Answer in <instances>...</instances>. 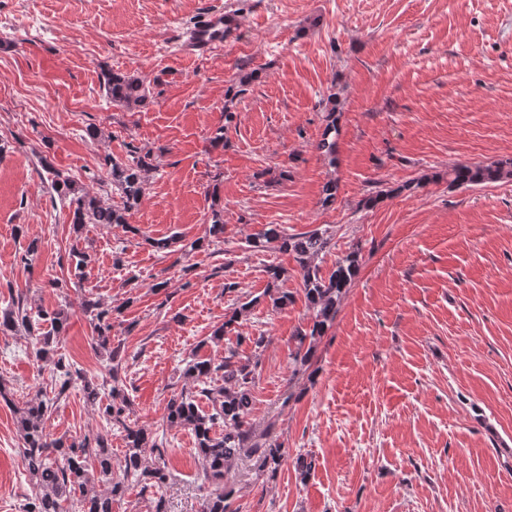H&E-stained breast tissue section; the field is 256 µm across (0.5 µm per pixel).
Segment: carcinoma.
Masks as SVG:
<instances>
[{"label":"carcinoma","instance_id":"obj_1","mask_svg":"<svg viewBox=\"0 0 512 512\" xmlns=\"http://www.w3.org/2000/svg\"><path fill=\"white\" fill-rule=\"evenodd\" d=\"M100 89L107 99L130 112L143 105L150 94L144 80L111 71L102 74ZM334 132L336 116L330 110L318 150L332 163L335 162L336 141L329 135ZM39 163L50 175L51 189L60 200L68 202L72 210L71 224L76 232L86 224H128L129 213L144 197L149 173L154 169L150 151L131 143L127 144L124 161L106 155L103 166L108 168L112 189L120 197V202L114 204L109 197L90 191L57 170L48 157H39ZM448 177L449 183L455 186L512 181V160L457 165L448 171ZM330 242L326 229L288 233L277 224L269 225L250 242L253 248L271 245L293 255L300 268L303 292L313 317L309 325L297 328L292 336L295 347L290 359L296 372H305L313 365L316 345L336 318L337 306L360 268L361 248L356 244L336 262V268L328 276H323L317 260ZM266 273L269 282L263 296L269 297L275 307L287 305L290 295L278 288L284 270L270 265ZM257 301L254 297L235 308L224 327L213 333L212 339L222 340L224 329L237 323ZM83 311L90 317L95 348L105 354L110 363L108 376L100 381L87 378L80 369H73V364L59 351V337L66 331L69 320L68 311L63 308L52 311L35 308L20 292L10 307L0 311V333L37 337L36 360L56 370L58 394H64L74 379L81 380L84 394L88 400L99 402L105 420L123 429L125 455L120 462L113 463L112 446L101 433L50 437L45 427L49 402L43 399L25 402L16 411L17 427L33 491L23 512H66L65 502L71 503L74 512H112V503L122 497L125 480L129 478L143 484L145 489H154L159 494L155 512H165L161 494L169 484L170 474L162 460L146 462L145 450L152 444V438L145 428L128 422L130 402L119 386L123 349L112 342V315L116 308L91 298L83 303ZM45 323L50 324L47 331L42 330ZM257 366L258 362L242 358L232 346L224 348V358L218 362L194 359L187 363L182 377L200 388L184 387L167 401L166 422L171 427H186L193 432L196 453L204 462V480L215 486L206 498L203 512H239L232 508L234 488L224 482V478L243 452L249 450L258 455L260 468L273 476L284 461L283 446L258 434L249 419ZM104 393L110 397L107 402L100 400ZM200 397L210 402V410L200 409ZM117 469L122 473L118 478L114 477Z\"/></svg>","mask_w":512,"mask_h":512}]
</instances>
